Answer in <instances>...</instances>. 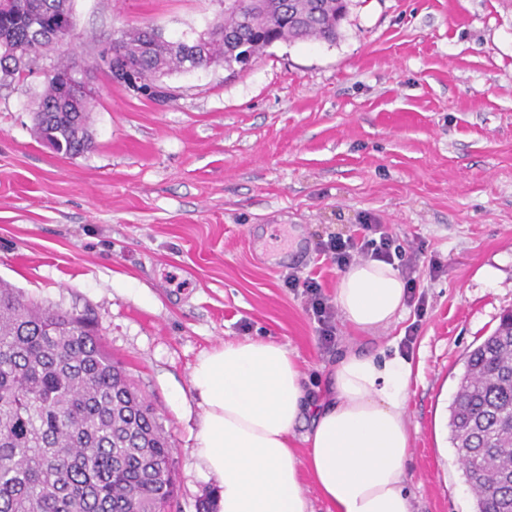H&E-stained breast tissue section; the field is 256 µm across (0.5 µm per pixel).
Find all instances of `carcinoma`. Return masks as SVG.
I'll return each instance as SVG.
<instances>
[{"instance_id": "carcinoma-1", "label": "carcinoma", "mask_w": 512, "mask_h": 512, "mask_svg": "<svg viewBox=\"0 0 512 512\" xmlns=\"http://www.w3.org/2000/svg\"><path fill=\"white\" fill-rule=\"evenodd\" d=\"M27 22L0 8V84L27 79L55 51L53 25L72 0H23ZM224 18L196 38L132 28L95 60L124 54L123 80L143 95L175 71L213 63L235 73L276 42H332L347 0H226ZM57 78L34 101V133L57 153L94 148L89 103H61ZM450 442L476 512H512V312L466 357L449 406ZM163 426L88 318L41 307L0 282V512H167L177 474Z\"/></svg>"}]
</instances>
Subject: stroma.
I'll return each mask as SVG.
<instances>
[{"mask_svg": "<svg viewBox=\"0 0 512 512\" xmlns=\"http://www.w3.org/2000/svg\"><path fill=\"white\" fill-rule=\"evenodd\" d=\"M73 10L59 55L91 92L95 147L66 157L34 138L40 77L0 87V280L92 318L172 442L169 512L216 489L195 453L201 354L271 339L322 389L348 345L391 352L409 335L414 512H474L448 407L466 353L512 310V0H351L335 42H278L235 75L174 72L168 99L109 81L95 58L132 27L203 31L222 0ZM366 224L416 253L422 305L375 334L336 319L327 346L286 279L334 300L341 272L317 244Z\"/></svg>", "mask_w": 512, "mask_h": 512, "instance_id": "obj_1", "label": "stroma"}]
</instances>
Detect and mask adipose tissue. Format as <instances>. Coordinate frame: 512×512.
Instances as JSON below:
<instances>
[{"label": "adipose tissue", "mask_w": 512, "mask_h": 512, "mask_svg": "<svg viewBox=\"0 0 512 512\" xmlns=\"http://www.w3.org/2000/svg\"><path fill=\"white\" fill-rule=\"evenodd\" d=\"M405 296L399 270L362 260L342 272L335 302L349 325L371 333L401 318ZM412 377L405 356L352 347L318 397L276 341L228 339L202 354L191 371L203 407L196 454L216 481L217 512H312L306 476L328 512H413ZM296 436L304 452L291 448Z\"/></svg>", "instance_id": "adipose-tissue-1"}]
</instances>
